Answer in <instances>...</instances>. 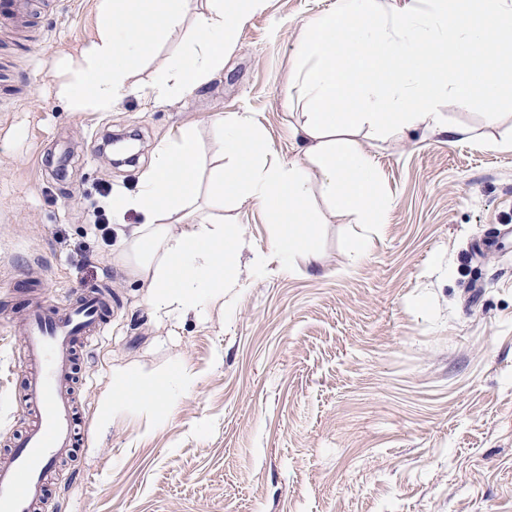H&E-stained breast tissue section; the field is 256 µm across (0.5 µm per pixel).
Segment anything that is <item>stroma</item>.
<instances>
[{"label":"stroma","mask_w":512,"mask_h":512,"mask_svg":"<svg viewBox=\"0 0 512 512\" xmlns=\"http://www.w3.org/2000/svg\"><path fill=\"white\" fill-rule=\"evenodd\" d=\"M95 0H58L22 42L0 34V309L31 291L62 302L112 284L103 335L77 354L78 443L45 482L57 512H512V92L487 112L442 95L448 129L362 135L389 205L384 223L318 224L290 267L257 206L228 208L246 247L233 305L152 307L119 262L118 223L96 229L99 190L135 191L154 150L192 130L203 158L217 116L245 112L271 158L303 161L285 106L302 26L334 0H268L223 70L174 98L149 90L197 37L205 0L136 65L141 90L110 111L56 94ZM464 136L449 135V128ZM370 242L368 252L355 248ZM24 350L0 322V456L31 420ZM168 376L160 405L129 398L97 420L112 371ZM195 375L192 387L173 372Z\"/></svg>","instance_id":"obj_1"}]
</instances>
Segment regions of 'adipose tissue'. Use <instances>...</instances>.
I'll return each instance as SVG.
<instances>
[{"label":"adipose tissue","mask_w":512,"mask_h":512,"mask_svg":"<svg viewBox=\"0 0 512 512\" xmlns=\"http://www.w3.org/2000/svg\"><path fill=\"white\" fill-rule=\"evenodd\" d=\"M197 15V39L174 54L152 87L164 97L206 84L224 67V49L266 0H207ZM480 22L461 12L457 0H414L398 12L390 0H336L302 27L288 69L287 105H302L300 129L306 143L300 163L269 161L265 136L247 113L218 117L222 138L207 183L198 177V143L191 132L158 147L153 163L132 195L112 198V210L140 213L144 221L121 231L119 258L148 290L159 310L196 312L208 302L235 299L245 283L243 248L234 224L203 214L198 222L170 231L169 220L197 209L200 193L214 207L257 205L275 226L272 248L283 264L305 246L317 217L311 208L322 193L338 211L358 223L380 224L387 201L371 158L358 137L373 131L385 138L406 127H439L437 97L452 91L458 104L480 109L512 90V67L501 69L491 45L512 41V0H483ZM185 0H95L92 35L68 63L61 96L111 109L115 99L135 91V64L156 41L181 25ZM132 18V27L120 25ZM464 69L442 72L450 58ZM113 392L99 401L98 420L109 423L130 395L154 401L163 382L131 371L112 372Z\"/></svg>","instance_id":"1"}]
</instances>
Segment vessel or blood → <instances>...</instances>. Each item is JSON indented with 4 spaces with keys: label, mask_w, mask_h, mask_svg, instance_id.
<instances>
[{
    "label": "vessel or blood",
    "mask_w": 512,
    "mask_h": 512,
    "mask_svg": "<svg viewBox=\"0 0 512 512\" xmlns=\"http://www.w3.org/2000/svg\"><path fill=\"white\" fill-rule=\"evenodd\" d=\"M32 13V0H0V22L22 28ZM111 302V293L102 288L54 305L35 297L13 318L24 339V389L35 420L0 459V512H48L45 478L74 446L73 354L103 331Z\"/></svg>",
    "instance_id": "1"
}]
</instances>
